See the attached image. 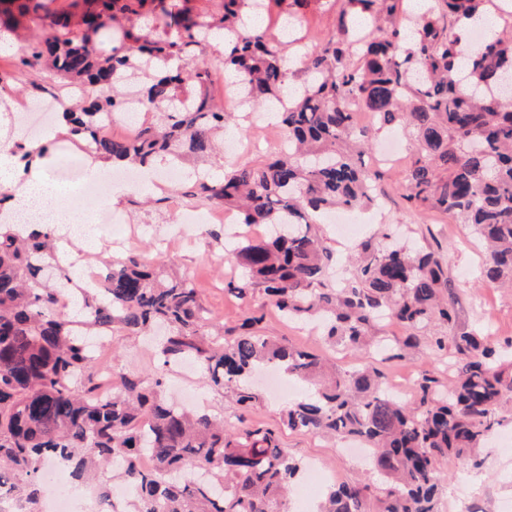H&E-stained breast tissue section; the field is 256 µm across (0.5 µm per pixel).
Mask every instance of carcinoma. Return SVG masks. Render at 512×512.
Wrapping results in <instances>:
<instances>
[{"label": "carcinoma", "mask_w": 512, "mask_h": 512, "mask_svg": "<svg viewBox=\"0 0 512 512\" xmlns=\"http://www.w3.org/2000/svg\"><path fill=\"white\" fill-rule=\"evenodd\" d=\"M147 0H97L83 13L61 12L42 23L46 36L20 49L19 64L45 67L74 82L84 105L64 116L73 140L112 165L145 166L159 154L177 163L211 149L227 112L213 104L222 74L194 66L191 54L208 30L224 31V69L238 76L240 105L279 109L286 145L277 157L210 180L193 196L237 212L245 225L264 224L269 238L234 250L242 278L227 291L243 299L261 293L287 321L313 324L326 341L361 354L347 371L306 348L259 333L262 316L247 314L231 340L208 316L191 277L169 276L168 260L110 256L108 299L84 289L80 315L65 313L71 281L52 250L50 230L0 232V490L37 512L43 466L67 465L76 478L112 464L135 497L126 512H288L286 498L306 465L282 447L271 428L231 426L204 410L183 408L164 396L166 375L192 359L208 383L233 394L243 409L257 400L245 379L263 366L309 386L282 412L290 431L356 438L370 448L386 480L381 494L359 482L332 485L317 512H439L441 460L479 447L512 394L509 348L475 331L456 332V301L442 296L448 276L440 256L415 245L355 246L352 278L324 287L333 253L315 224L333 208L362 210L374 201L381 173L358 163L370 149L368 130L353 108L383 125L398 123L417 142L404 199L471 226L489 247L481 280L512 282V37H494L464 53L469 21L488 13L490 0H433L426 12L406 15L404 0H345L336 32L312 48L303 39H277L246 29L245 0H224V12L198 22L174 19L177 33L157 38L123 28L122 48L102 56L98 39L118 16L139 15ZM42 5L0 0V14H25ZM304 58L306 78L289 94L284 52ZM134 97L164 109L159 126L133 139L100 132L102 120ZM411 330L403 345L419 344L436 323L453 331L433 336L438 352L453 348L448 386L431 373L407 403L391 392L378 360L399 357L374 343L380 322ZM166 330L151 378L118 374L112 396L95 395L98 377L84 336ZM155 459L152 471L140 459Z\"/></svg>", "instance_id": "carcinoma-1"}]
</instances>
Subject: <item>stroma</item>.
Listing matches in <instances>:
<instances>
[{"mask_svg":"<svg viewBox=\"0 0 512 512\" xmlns=\"http://www.w3.org/2000/svg\"><path fill=\"white\" fill-rule=\"evenodd\" d=\"M344 0H310L301 9L296 25V34L305 43L315 44L329 37L336 29L337 18ZM43 30L28 19H21L12 28L0 26V90L13 96L20 111L30 110L32 102L41 101L45 93H53L63 103H73L75 97L71 86L60 81H51L38 70L21 71L16 66L15 55L19 49L37 37ZM269 140L244 149L234 158H226L223 151H216L204 163L186 161L182 166L179 182L169 185L167 192L146 191L152 183L155 171L142 174L143 189L126 185L120 204L107 210L109 223L126 225L134 234L136 254L153 252L160 237L168 231L175 217L163 194L183 197L185 205L202 212L206 203L189 197L188 192L195 180L196 171H204L214 178L223 177L244 165H255L267 154L276 152L284 143V135L278 126H271ZM405 172L400 168L386 167L379 181L380 196L370 209L361 211L358 223L360 235L381 241L386 231L424 248L439 249L447 270L451 292L456 299L458 329L479 330L490 343L501 346L512 339V288H489L479 280V271L486 259L480 238L466 224L457 223L452 217L436 211L411 208L404 199ZM254 228L228 224L224 227L223 243L214 242L207 230H200L194 240L184 245L170 257L173 268L188 273L202 290L204 304L215 321L225 328L234 329L244 315L261 309L265 318L261 324L263 332L279 340L303 345L330 359L338 369H351L357 362V352L331 345L318 334L295 330L287 325L277 310L256 295L246 299L228 293L225 281L237 277L233 249L238 242L257 239ZM404 329L397 323H385L381 336L390 344L400 345L399 358L381 363L389 389L401 392L403 400L417 399L416 381L419 374L429 372L440 381L448 379L449 355L435 352L428 341L419 346L406 348L400 341ZM114 359L128 370L149 374L156 358L150 343L141 336H120L115 340ZM193 386L206 401L212 413L223 415L228 422L243 420L250 427L279 430L283 447L296 459L303 462L317 461L336 471L344 481H360L369 485L372 493H379L384 480L373 469L354 458L341 453L340 439H331L293 432L281 426V411L284 400H272L267 392H260L259 399L247 410H239L228 393L212 388L203 375L193 377ZM499 426L490 435L487 443L474 449L465 457L442 460L439 468L447 477L445 493L441 499L442 512H455L454 494L465 489L469 500L475 505L474 512H512V399L506 400L498 411Z\"/></svg>","mask_w":512,"mask_h":512,"instance_id":"1","label":"stroma"}]
</instances>
